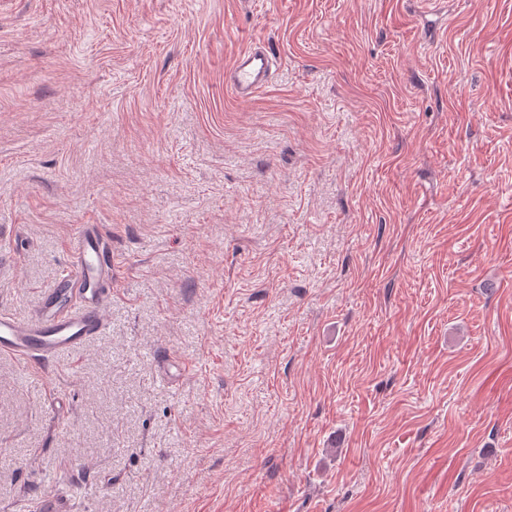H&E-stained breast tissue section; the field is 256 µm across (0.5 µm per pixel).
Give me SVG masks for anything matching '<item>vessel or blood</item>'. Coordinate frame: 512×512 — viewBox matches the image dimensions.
Returning a JSON list of instances; mask_svg holds the SVG:
<instances>
[{"mask_svg":"<svg viewBox=\"0 0 512 512\" xmlns=\"http://www.w3.org/2000/svg\"><path fill=\"white\" fill-rule=\"evenodd\" d=\"M269 53L254 48L238 55L224 85L239 100L251 99L267 82ZM112 248L100 225H80L71 244V269L58 278L26 318L0 313V355L47 363L82 347L104 330L112 282Z\"/></svg>","mask_w":512,"mask_h":512,"instance_id":"b4317fda","label":"vessel or blood"}]
</instances>
